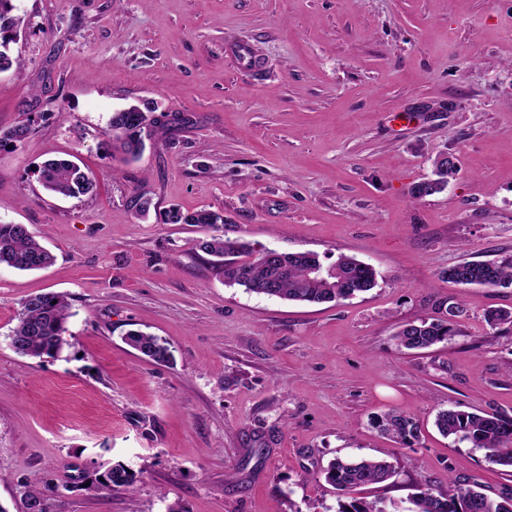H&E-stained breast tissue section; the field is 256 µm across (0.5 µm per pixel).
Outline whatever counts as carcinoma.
I'll return each instance as SVG.
<instances>
[{"mask_svg": "<svg viewBox=\"0 0 512 512\" xmlns=\"http://www.w3.org/2000/svg\"><path fill=\"white\" fill-rule=\"evenodd\" d=\"M13 9L12 0H0V71L13 65L21 66V59L11 56V45L16 43L20 25V19L12 15ZM153 112L155 109L145 103L112 114V141L127 157L136 158L141 154L145 146L144 132L151 129L159 134L165 125L178 121L176 116L163 121L154 117ZM29 132L28 124L0 130V148L17 145ZM457 172L452 162L435 167V178L415 186L413 195L423 197L442 191ZM37 177L45 191L68 198L92 194L96 188L93 180L70 160L44 162ZM166 221L169 224H206L218 229L224 226V215L206 208L191 213L172 208L166 214ZM199 249L220 259L226 283L267 297L320 304L346 300L377 285L372 267L346 255L326 264L315 253L282 252L269 262L265 260L264 252L256 254L245 243L222 234L200 242ZM52 261L53 255L25 226L0 223V265L35 271L47 267ZM443 276L463 286L512 288V255L491 262L464 260L444 271ZM464 315L460 304L451 303L447 318L406 323L395 339L399 347L407 350L429 348L456 335L457 319ZM71 316V303L66 294L47 292L31 296L22 303L17 324L9 335L10 346L21 356L53 357L67 345L64 334ZM484 320L492 328L512 326V310L491 309L485 313ZM125 340L154 363L173 364V354L162 339L131 330ZM375 424L384 434L407 447L419 437L417 423L406 415L391 412L377 418ZM435 424L444 436H452L483 451L488 463L512 469V419L493 413L447 409L438 412ZM393 473V465L386 460L350 456L336 457L323 470L325 481L344 494V499L338 502L337 512H512V493L492 497L478 485L459 483L448 490H421L404 506L395 502L388 504L382 499L369 502L354 496L362 487L386 482ZM130 482L129 471L115 466L100 474L95 488L110 492Z\"/></svg>", "mask_w": 512, "mask_h": 512, "instance_id": "cac0c4a2", "label": "carcinoma"}]
</instances>
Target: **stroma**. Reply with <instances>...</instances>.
<instances>
[{
    "label": "stroma",
    "instance_id": "obj_1",
    "mask_svg": "<svg viewBox=\"0 0 512 512\" xmlns=\"http://www.w3.org/2000/svg\"><path fill=\"white\" fill-rule=\"evenodd\" d=\"M22 65L0 72V221L54 256L0 266V505L26 512H336L322 474L339 456L385 459L367 500L450 480L490 495L512 473L442 436L439 411L512 418V288L443 279L462 260L512 255V0H14ZM176 116L123 160L113 112ZM459 173L413 197L437 155ZM78 163L93 195L46 192L36 167ZM150 199L146 214L131 201ZM224 214L255 249L346 254L378 284L311 305L225 283L170 208ZM69 295L67 347L23 357L9 335L28 297ZM463 301L451 340L407 351L400 326ZM139 329L174 363L127 345ZM420 425L406 447L373 421ZM262 435L264 446L254 437ZM133 475L91 489L115 465Z\"/></svg>",
    "mask_w": 512,
    "mask_h": 512
}]
</instances>
